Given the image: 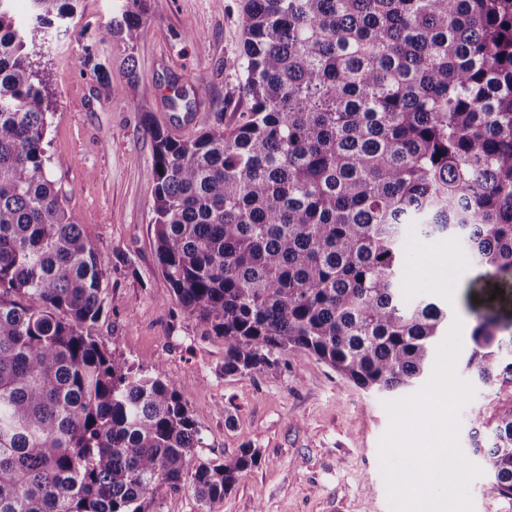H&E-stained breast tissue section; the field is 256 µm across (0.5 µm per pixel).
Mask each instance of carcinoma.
I'll use <instances>...</instances> for the list:
<instances>
[{
    "mask_svg": "<svg viewBox=\"0 0 512 512\" xmlns=\"http://www.w3.org/2000/svg\"><path fill=\"white\" fill-rule=\"evenodd\" d=\"M0 0V512H152L186 483L224 498L258 463L195 462L201 431L160 365L92 334L108 260L47 172L44 50L72 0ZM147 0L108 36L138 39ZM234 123L159 128V270L188 316L224 338V374L316 355L400 397L424 380L448 311L408 302V227L463 238L512 290V0H242ZM512 322L475 312L463 370L512 383ZM492 490L512 497V408L473 419Z\"/></svg>",
    "mask_w": 512,
    "mask_h": 512,
    "instance_id": "1",
    "label": "carcinoma"
}]
</instances>
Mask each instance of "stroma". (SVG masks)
<instances>
[{
    "label": "stroma",
    "instance_id": "35a3bbf8",
    "mask_svg": "<svg viewBox=\"0 0 512 512\" xmlns=\"http://www.w3.org/2000/svg\"><path fill=\"white\" fill-rule=\"evenodd\" d=\"M112 0H77L66 32L46 57L54 114L47 136L48 170L85 234L109 261L106 312L93 334L129 364L163 365L196 421L201 461L221 464L244 448L259 463L214 503L192 489H161L153 512H390L380 469V440L389 428L383 396L360 390L316 356L298 353L249 375L224 372V340L203 332L174 300L157 263L152 224L150 126L170 129L171 86L185 88L202 123L214 112L236 120L240 95L241 0H150L141 35L106 37ZM105 61L106 79L85 64ZM482 270L455 240L412 236L403 288L465 317L470 305L496 301L512 317V298L494 296ZM460 414L458 441L481 470L471 486L472 512H512V498L491 488L471 446V414L512 407V384L475 383Z\"/></svg>",
    "mask_w": 512,
    "mask_h": 512
}]
</instances>
